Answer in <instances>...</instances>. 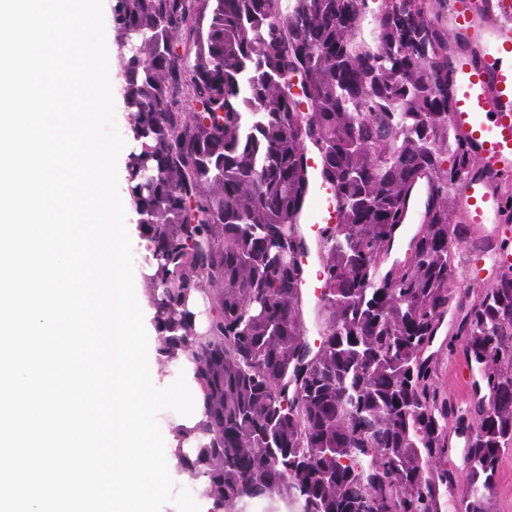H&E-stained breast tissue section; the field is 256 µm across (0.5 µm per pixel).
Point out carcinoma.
<instances>
[{"label": "carcinoma", "mask_w": 512, "mask_h": 512, "mask_svg": "<svg viewBox=\"0 0 512 512\" xmlns=\"http://www.w3.org/2000/svg\"><path fill=\"white\" fill-rule=\"evenodd\" d=\"M448 0H115L133 147L127 192L149 242L163 361L194 365L203 420L174 430L211 512H442L466 433L460 512H492L512 448V266L455 288L456 195L477 165L453 135ZM300 86L302 95L293 92ZM314 146L339 221L322 231L319 345L305 337L296 216ZM421 225L385 265L417 186ZM216 315L201 341L191 301ZM456 314L472 421L435 383ZM450 448L448 451V457L452 465L458 470L459 473V484L456 488L455 493L444 499L443 512H459V503L462 497L466 493L467 481H466V466L464 462V445L465 441L462 436L454 431V428L450 432Z\"/></svg>", "instance_id": "obj_1"}]
</instances>
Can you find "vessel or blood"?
I'll return each mask as SVG.
<instances>
[{
  "mask_svg": "<svg viewBox=\"0 0 512 512\" xmlns=\"http://www.w3.org/2000/svg\"><path fill=\"white\" fill-rule=\"evenodd\" d=\"M448 22L452 32L473 30L476 14L484 21L478 30L483 48L478 58L463 56L454 63L455 108L451 124L472 147L480 162L459 194L458 212L467 224H505L511 221L503 204L512 191V0H449ZM309 189L298 214L297 230L306 250L303 264L319 256L321 231L338 221L333 190L325 180L319 158H307Z\"/></svg>",
  "mask_w": 512,
  "mask_h": 512,
  "instance_id": "vessel-or-blood-1",
  "label": "vessel or blood"
}]
</instances>
